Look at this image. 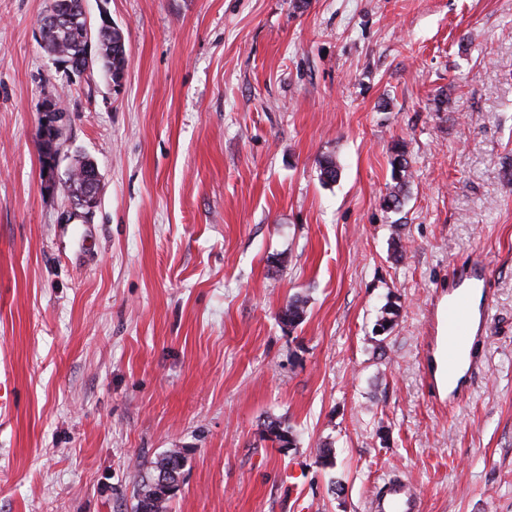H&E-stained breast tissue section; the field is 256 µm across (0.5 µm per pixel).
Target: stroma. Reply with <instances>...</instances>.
Returning a JSON list of instances; mask_svg holds the SVG:
<instances>
[{
	"label": "stroma",
	"mask_w": 512,
	"mask_h": 512,
	"mask_svg": "<svg viewBox=\"0 0 512 512\" xmlns=\"http://www.w3.org/2000/svg\"><path fill=\"white\" fill-rule=\"evenodd\" d=\"M47 7L0 0V512H133L170 448L169 512H370L395 474L422 512H512V0H87L125 34L117 92L53 63ZM476 258L488 329L465 397L436 398L428 311ZM57 100L54 97H48L45 99L42 108L41 114V132H40V141L43 142L49 138L57 129L60 131L63 130L64 123L66 121L67 113L63 112H45L48 110L58 109V106H55ZM48 113V114H46ZM51 120V121H50ZM391 166L393 182L389 185L387 194L383 198V205L387 209H398L403 202L405 189L413 179L412 167L404 145L394 146ZM101 175L96 165L92 164L86 169L84 175L83 193L78 196H69L71 208H90L92 207L99 195ZM262 437L278 444L279 448H296L297 440L293 429L281 421L271 420L264 424ZM185 456L182 448H170L151 464H139L135 474V512H168L169 504L180 488ZM165 473L169 485L158 482L160 474ZM180 477V479H179Z\"/></svg>",
	"instance_id": "35a3bbf8"
}]
</instances>
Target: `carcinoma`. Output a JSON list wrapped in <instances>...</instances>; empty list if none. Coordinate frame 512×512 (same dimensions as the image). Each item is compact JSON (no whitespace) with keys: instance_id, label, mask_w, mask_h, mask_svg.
<instances>
[{"instance_id":"obj_1","label":"carcinoma","mask_w":512,"mask_h":512,"mask_svg":"<svg viewBox=\"0 0 512 512\" xmlns=\"http://www.w3.org/2000/svg\"><path fill=\"white\" fill-rule=\"evenodd\" d=\"M79 0H58V6L69 12L70 19L66 23L50 29L45 38L49 46L58 52L71 54V62H81L78 58L84 33V22L79 19ZM101 52L92 59L91 65L98 69L112 72V79L124 75L127 67V51L119 49L117 43L124 40L118 32L113 35L102 33ZM392 184L383 198V205L388 209L401 206L404 192L413 179V171L407 158L405 146L397 144L393 149ZM339 166L331 157L320 162V178L328 184L336 181ZM306 301L296 297L288 300L280 312L281 322L291 328L298 326L305 316ZM262 437L267 438L281 448L297 447L293 429L282 422L271 420L264 424ZM185 462L183 449L171 448L149 465L139 464L135 474V496L137 499L135 512H169V504L180 488L182 471L179 464Z\"/></svg>"}]
</instances>
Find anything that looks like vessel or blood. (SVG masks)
I'll return each mask as SVG.
<instances>
[{"instance_id":"b4317fda","label":"vessel or blood","mask_w":512,"mask_h":512,"mask_svg":"<svg viewBox=\"0 0 512 512\" xmlns=\"http://www.w3.org/2000/svg\"><path fill=\"white\" fill-rule=\"evenodd\" d=\"M481 265L461 268L455 285L442 296L429 314L432 332L426 367L434 395L457 399L467 389V376L475 361L467 352V339L484 335L489 323L487 304L472 307L470 295L485 291ZM371 512H420L419 498L408 480H386L371 502Z\"/></svg>"}]
</instances>
